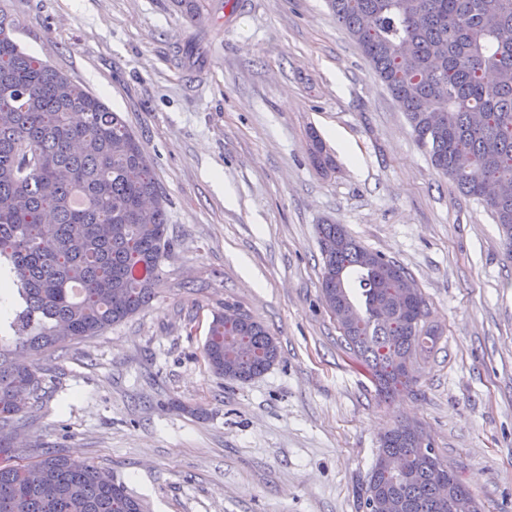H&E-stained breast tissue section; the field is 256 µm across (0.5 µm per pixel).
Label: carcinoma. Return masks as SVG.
Here are the masks:
<instances>
[{"label": "carcinoma", "mask_w": 512, "mask_h": 512, "mask_svg": "<svg viewBox=\"0 0 512 512\" xmlns=\"http://www.w3.org/2000/svg\"><path fill=\"white\" fill-rule=\"evenodd\" d=\"M405 113L431 165L487 208L512 248V0H328ZM0 16V272L16 301L10 329L32 355L99 336L146 307L174 249L166 198L140 140L118 113L46 62L22 51ZM311 160H334L317 134ZM321 293L349 311L342 336L390 397L414 380L417 351L436 344L422 292L406 299L405 268L359 244L342 224H321ZM203 353L227 381L248 383L278 360L275 337L224 304ZM35 369L0 349V512H145L123 482L90 461L47 449L17 462L8 430L38 399ZM414 423L380 438L365 498L388 491L398 512H474L461 478L435 486L439 457L421 452ZM402 468L393 466L395 457Z\"/></svg>", "instance_id": "obj_1"}]
</instances>
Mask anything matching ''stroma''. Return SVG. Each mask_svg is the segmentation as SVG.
<instances>
[{
    "label": "stroma",
    "instance_id": "35a3bbf8",
    "mask_svg": "<svg viewBox=\"0 0 512 512\" xmlns=\"http://www.w3.org/2000/svg\"><path fill=\"white\" fill-rule=\"evenodd\" d=\"M0 0L13 39L119 112L167 199L150 305L36 356L12 426L109 469L147 512H365L380 436L422 425L483 512H512V252L438 174L326 0ZM335 161L316 170L309 133ZM233 201H226L225 191ZM399 262L440 337L379 398L321 296V224ZM233 303L280 357L245 384L203 357Z\"/></svg>",
    "mask_w": 512,
    "mask_h": 512
}]
</instances>
